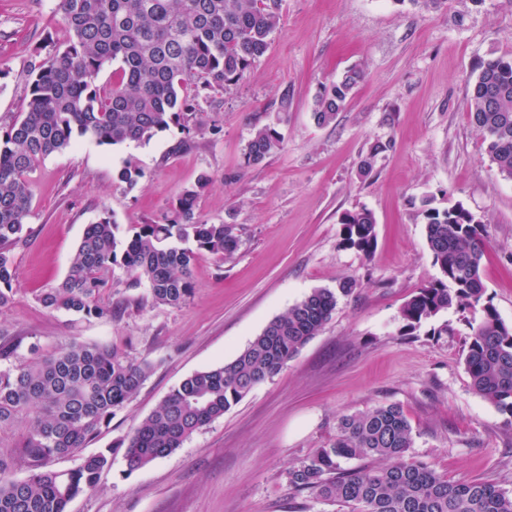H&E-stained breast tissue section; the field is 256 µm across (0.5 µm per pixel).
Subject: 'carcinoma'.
<instances>
[{
  "label": "carcinoma",
  "mask_w": 512,
  "mask_h": 512,
  "mask_svg": "<svg viewBox=\"0 0 512 512\" xmlns=\"http://www.w3.org/2000/svg\"><path fill=\"white\" fill-rule=\"evenodd\" d=\"M283 0H60L69 41L33 65L27 109L0 136V309L10 304L11 247L28 232L32 201L28 179L45 158L78 138L99 146L141 144L177 126L191 131L201 88L232 90L271 45ZM112 68V82L98 84ZM363 79L354 67L317 96L319 126L336 119ZM473 127L491 163L512 179V58L483 61L469 89ZM275 125L258 128L245 164L279 150ZM116 181L136 189L142 169L128 159ZM212 183L206 173L183 187L158 222L126 231L105 213L84 231L65 277L39 296L44 307L112 319L101 294L121 268L153 303L178 307L194 294L192 270L203 252L224 257L239 246L233 224L200 218L198 202ZM433 264L439 276L403 304L408 331L453 310L481 307L464 363L473 391L512 418V325L485 297L481 271L487 230L483 218L461 204L439 209L422 201ZM339 245L366 257L377 242L376 218L361 208L343 213ZM357 283L315 288L271 320L232 360L197 370L172 389L128 438L85 456L68 470L51 460L74 455L92 441L115 411L133 398L153 372L151 363L98 344L73 343L43 352L0 336V512H67L97 486L100 474L123 452L129 471L170 455L202 427L224 417L256 386L277 375L331 319L338 297ZM410 422L397 403L339 420L336 436L288 470V486L348 512H512V495L480 480L450 482L413 459ZM361 465L343 468L340 460ZM22 477H17V474Z\"/></svg>",
  "instance_id": "cac0c4a2"
}]
</instances>
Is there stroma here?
Segmentation results:
<instances>
[{
  "instance_id": "obj_1",
  "label": "stroma",
  "mask_w": 512,
  "mask_h": 512,
  "mask_svg": "<svg viewBox=\"0 0 512 512\" xmlns=\"http://www.w3.org/2000/svg\"><path fill=\"white\" fill-rule=\"evenodd\" d=\"M58 3L0 0V130L26 110L31 63L69 37ZM497 57H512V0H444L438 8L283 0L268 51L232 93L199 97L190 135L173 127L149 143L114 147L83 138L40 163L29 179V231L12 251L13 300L0 310V335L49 350L95 343L154 365L87 453L117 445L185 377L233 359L313 289L357 282L279 374L167 457L132 471L115 455L69 512H340L290 489L286 473L333 439L342 416L381 403L403 407L414 458L449 481L488 480L512 492V426L473 392L464 366L480 309L445 313L410 335L400 317L438 275L418 215L430 198L484 217L486 296L512 323V181L490 162L467 112L479 64ZM352 66L363 81L333 123L316 125L322 86ZM285 90L291 105L283 113ZM266 124L278 125L282 148L245 165L249 139ZM377 140L390 147L362 173ZM129 159L144 172L130 192L114 179ZM204 172L214 182L200 217L236 225L240 242L229 257L199 256L186 305L152 304L120 269L103 295L111 320L39 302L102 212L125 227L159 221ZM360 208L377 221L369 258L339 245L341 214Z\"/></svg>"
}]
</instances>
